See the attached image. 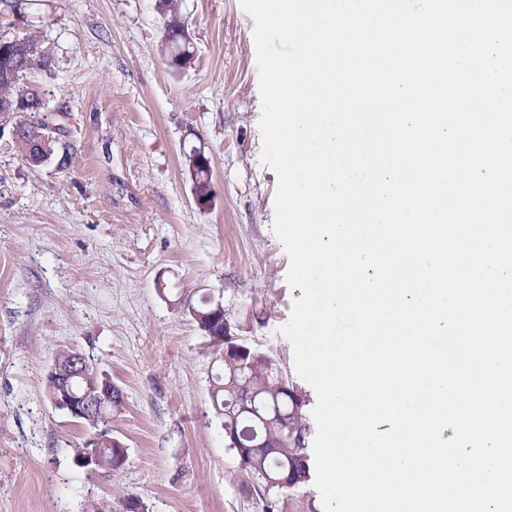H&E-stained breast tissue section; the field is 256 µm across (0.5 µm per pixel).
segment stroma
<instances>
[{
  "instance_id": "1",
  "label": "stroma",
  "mask_w": 512,
  "mask_h": 512,
  "mask_svg": "<svg viewBox=\"0 0 512 512\" xmlns=\"http://www.w3.org/2000/svg\"><path fill=\"white\" fill-rule=\"evenodd\" d=\"M157 0H42L53 58L34 80L70 114L68 163L30 167L0 138V512H262L212 406L216 354L189 307H262L245 340L293 368L279 329L301 289L272 231L261 162L255 23L240 0H183L191 67L167 66ZM211 158L197 205L184 145ZM82 352L123 394L121 468L80 466L91 431L56 410L57 353Z\"/></svg>"
}]
</instances>
